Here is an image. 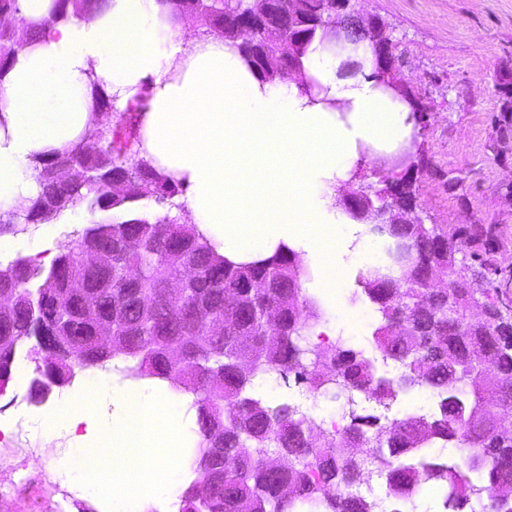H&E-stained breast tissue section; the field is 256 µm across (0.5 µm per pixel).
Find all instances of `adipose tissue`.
<instances>
[{
	"mask_svg": "<svg viewBox=\"0 0 512 512\" xmlns=\"http://www.w3.org/2000/svg\"><path fill=\"white\" fill-rule=\"evenodd\" d=\"M51 2L19 0L41 28L0 78V207L29 206L40 161L87 138L94 77L114 111L145 99L143 158L184 188L192 223L226 259L288 247L344 274L370 253L336 189L368 153L409 144L414 121L374 78L367 44L312 43L306 84L271 86L231 41L185 38L156 0H109L48 26Z\"/></svg>",
	"mask_w": 512,
	"mask_h": 512,
	"instance_id": "obj_1",
	"label": "adipose tissue"
}]
</instances>
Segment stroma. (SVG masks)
Listing matches in <instances>:
<instances>
[{"label":"stroma","instance_id":"35a3bbf8","mask_svg":"<svg viewBox=\"0 0 512 512\" xmlns=\"http://www.w3.org/2000/svg\"><path fill=\"white\" fill-rule=\"evenodd\" d=\"M355 11L379 16L402 61V73L425 108L415 117V158L423 169L415 183L422 224L464 226L489 224L495 230L490 249L460 248L456 261L481 272L482 282L499 289V304L512 302V112L501 114L506 83H512V0H352ZM89 204L64 212L49 226L18 224L0 236L14 237L16 248L0 253V262L31 258L42 267L61 246L77 243L83 230L99 220ZM359 270L349 272L335 301L322 303L320 325L335 323L336 335L347 347L362 352L378 373L398 379L399 362L383 358L373 333L380 314L365 294ZM17 359L26 372H13L0 392V457L9 458L12 470L0 471V512H100L90 499H66L59 467L78 468L86 447L102 437L99 429H65L47 434L41 424L20 421L19 410L42 416L48 406L88 408L83 400L87 371L76 372L69 384L52 388L45 400L30 397V383L41 359L31 343L19 344ZM252 388L274 403L297 407L312 422L331 429L347 408L345 394L310 392L294 377L259 373ZM356 411L389 425L409 415L433 414L437 398L425 386L398 391L382 406L357 395ZM353 493L376 502L375 512H424L423 494L401 503L388 497L384 477L354 485Z\"/></svg>","mask_w":512,"mask_h":512}]
</instances>
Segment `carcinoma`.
Instances as JSON below:
<instances>
[{"label": "carcinoma", "instance_id": "obj_1", "mask_svg": "<svg viewBox=\"0 0 512 512\" xmlns=\"http://www.w3.org/2000/svg\"><path fill=\"white\" fill-rule=\"evenodd\" d=\"M168 14L177 18L201 11L202 0H160ZM104 0H52L47 22H66L101 8ZM282 24L259 32L258 41L240 49L245 62L261 82L273 84L277 78L261 66L262 56L272 51L275 41L285 34L300 45V56L322 39L318 0H312L311 13L304 21L288 28L292 0H276ZM207 15L212 24L222 26L248 23L251 16L239 0H212ZM0 74L11 66L15 52L13 35L0 31ZM141 144L140 133L131 113L115 116L93 147L82 143L64 153L43 160L38 182L41 191L26 210L0 212V225L44 224L95 194L94 204L103 212H126L118 222H99L87 228L82 240L109 247L128 264L139 268L138 280L130 283L109 269L91 270L69 258L65 246L49 270L27 259H16L0 269L17 273L9 293L15 296L11 307L0 306V325H6L12 340L0 338V363L12 374L17 345L33 335V325L63 313L68 322L58 331L72 339L76 358H61L57 376L70 377L74 370L105 365L114 358L112 340L98 335L99 322L112 320L127 344L125 356L135 360L130 367L135 377L168 380L176 389L195 395L198 412V456L192 471L193 484L181 496V512H374L365 497L348 492L330 494L331 486L352 487L363 474V459L349 456V449L361 440H377L372 464L386 474L387 496L406 499L423 484L440 481L448 488L446 509L463 512L471 498L487 495L483 512H512V497H497L494 489L507 480L512 483V427L502 418L512 413V335H498L488 327L482 334L461 336L458 322L445 310L467 312L470 290L452 288L446 295H434L420 287L436 256L439 244L457 252L463 244L487 246L492 229L483 224L444 230L419 224H396L393 232L410 236L417 253L416 266L402 268L385 282L378 272L366 271L360 282L370 300L378 306L382 323L374 332L377 349L384 358L400 362L404 368L402 385L427 386L439 401L435 414L395 420L386 429L369 434L372 417L348 413L349 423L326 442L309 443L311 421L297 408L274 405L250 389L253 374L237 370L235 360L253 353L255 371L294 374L297 382L318 392L330 385L351 395L364 394L383 402L395 397L394 388L376 375L373 364L361 352L345 347L338 340L321 347L309 346L311 329L320 318L317 300L305 294L296 252L287 248L253 263L235 264L217 253L201 234L184 243L200 270L194 295L200 318H181L169 307L165 283L180 273L179 251L172 248L179 217L159 215L149 220L136 214L132 203L153 200L163 204L176 196L179 184L159 173L148 161L137 175L145 192L137 197L114 200L109 186L99 183V174L108 182L126 176L130 162ZM61 163H78L88 170L84 182L63 186L56 178ZM390 196L405 207H416L413 183L403 176L385 179ZM67 263L68 276L84 280L81 294H72L57 280L56 268ZM248 294L238 311L237 330L216 336L207 331L206 317L224 316L228 293ZM270 302L278 306L281 322L261 330L252 317L249 302ZM93 307L97 320L90 321L84 308ZM407 320L414 329L394 330L392 323ZM179 342L195 353L205 349L226 352L224 379L209 383L200 378L195 363L188 358L172 363L166 356L168 345ZM476 354L486 367L472 380L458 375V363ZM506 394L503 400L487 404L486 410L471 411L488 389ZM50 389L45 367L30 385L34 400H42ZM222 434L221 452L211 444L213 432ZM453 442L466 456L464 465L439 462L413 463L417 453L434 442Z\"/></svg>", "mask_w": 512, "mask_h": 512}]
</instances>
